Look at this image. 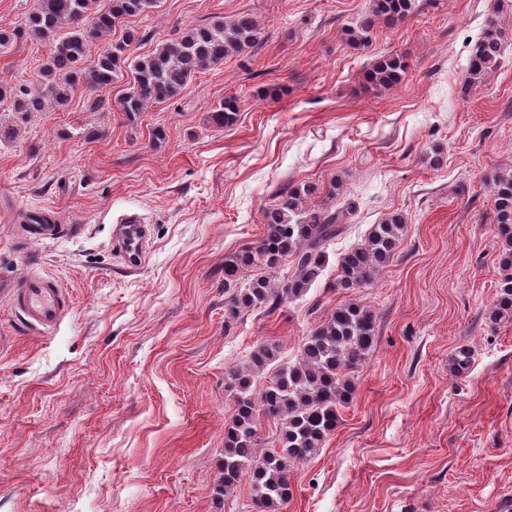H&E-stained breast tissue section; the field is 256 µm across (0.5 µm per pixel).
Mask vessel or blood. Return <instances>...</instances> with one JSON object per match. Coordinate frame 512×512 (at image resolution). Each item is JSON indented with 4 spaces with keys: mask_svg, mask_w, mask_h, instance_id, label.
I'll return each instance as SVG.
<instances>
[{
    "mask_svg": "<svg viewBox=\"0 0 512 512\" xmlns=\"http://www.w3.org/2000/svg\"><path fill=\"white\" fill-rule=\"evenodd\" d=\"M23 221L22 233L29 241L54 239L64 230L59 211L50 207L25 211ZM146 239V226L134 214L114 226L112 248L127 267L137 268L148 255ZM0 296L9 299L22 324L43 333L56 328L71 305L68 291L56 279L36 271L0 284Z\"/></svg>",
    "mask_w": 512,
    "mask_h": 512,
    "instance_id": "1",
    "label": "vessel or blood"
}]
</instances>
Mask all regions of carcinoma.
Wrapping results in <instances>:
<instances>
[{"label":"carcinoma","mask_w":512,"mask_h":512,"mask_svg":"<svg viewBox=\"0 0 512 512\" xmlns=\"http://www.w3.org/2000/svg\"><path fill=\"white\" fill-rule=\"evenodd\" d=\"M154 0H35V6L11 29H0V50L18 42L50 47L38 84H0V105L24 120L46 106L65 107L79 88L97 91L93 107L117 108L134 119L152 103L177 97L189 80L224 62L232 54L253 48L260 40V24L249 16L230 22L185 29L144 56H131L130 47L141 41L133 28L112 40L116 23L145 13ZM418 0H372L370 13L344 30L348 46L369 45L379 21L397 24L416 13ZM504 33L488 19L466 66L470 85L500 66ZM95 56L85 65L89 56ZM409 64L400 55H384L364 73V83L390 89L404 82ZM130 71L133 83L116 101L101 92L120 73ZM240 99L230 95L212 108L218 127L239 119ZM494 201L505 271L500 292L489 314L498 324L512 322V174L489 180ZM320 187L310 182L290 184L263 209L264 233L257 245L224 257V326L247 311L268 314L284 302L303 297L323 275L329 259L327 246L342 233L354 206L347 202L333 209L309 206ZM406 226L397 212L372 226L366 240L336 258V277L330 290L349 293L373 281L393 261ZM375 341V316L358 302L337 305L304 338L297 360L280 364L279 346L257 345L242 365L225 370L234 405L224 426V452L211 485L213 501L233 498L243 482L249 486V512H282L293 495L292 470L316 455L336 430L341 408L353 398L355 373ZM471 350L458 348L450 371L467 374ZM273 422L276 432L269 448L258 437L259 422Z\"/></svg>","instance_id":"cac0c4a2"}]
</instances>
